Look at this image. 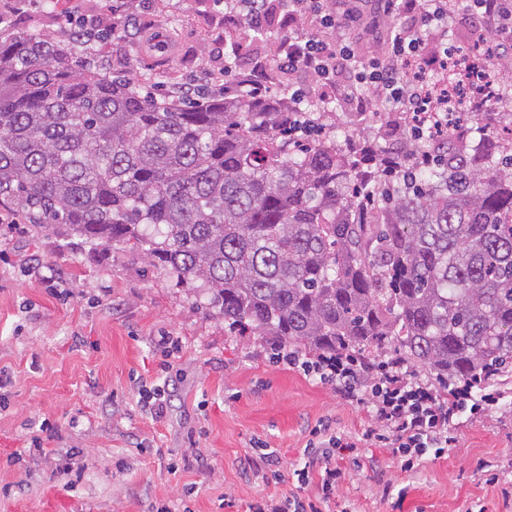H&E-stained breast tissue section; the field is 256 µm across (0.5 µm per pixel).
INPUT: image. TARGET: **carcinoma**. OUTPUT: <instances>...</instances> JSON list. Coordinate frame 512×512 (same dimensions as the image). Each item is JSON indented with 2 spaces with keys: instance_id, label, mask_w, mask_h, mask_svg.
I'll return each mask as SVG.
<instances>
[{
  "instance_id": "obj_1",
  "label": "carcinoma",
  "mask_w": 512,
  "mask_h": 512,
  "mask_svg": "<svg viewBox=\"0 0 512 512\" xmlns=\"http://www.w3.org/2000/svg\"><path fill=\"white\" fill-rule=\"evenodd\" d=\"M473 113L431 165L366 174L349 143L243 90L145 99L35 32L0 42V197L124 245L232 328L308 351L398 353L448 381L512 368V155Z\"/></svg>"
}]
</instances>
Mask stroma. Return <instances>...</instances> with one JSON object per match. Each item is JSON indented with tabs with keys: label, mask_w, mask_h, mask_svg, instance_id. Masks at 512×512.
Masks as SVG:
<instances>
[{
	"label": "stroma",
	"mask_w": 512,
	"mask_h": 512,
	"mask_svg": "<svg viewBox=\"0 0 512 512\" xmlns=\"http://www.w3.org/2000/svg\"><path fill=\"white\" fill-rule=\"evenodd\" d=\"M271 8L273 25L246 50L235 46L245 27L222 0H144L132 28L86 49L73 30L111 23L112 0H0V41L48 34L98 61L103 75L173 101L185 84L208 97L233 94L264 73L269 98H326L337 140L400 146L402 113L380 103L361 114L343 85L317 96L306 78L277 70L279 44L297 26L282 0ZM387 30L369 4L349 19L344 38L366 61ZM448 33L458 46L512 41L497 23L475 26L464 0ZM227 61L234 67L223 87L207 83L204 65ZM62 288L69 300L56 297ZM161 335L181 340V376L166 416L155 420L138 388L159 375L151 340ZM272 345L253 330L228 329L168 271L129 249L33 227L14 200L0 197V369L11 377L0 409V512H248L270 496L311 498L315 486L298 490L294 472L306 467L315 477L325 466L323 456L304 453L322 421L359 441L339 462L343 476L325 512H512V498L502 496L512 491V378L497 407L465 419L443 458L405 471L386 449L361 441V406L277 365ZM45 422L56 430L52 451L35 458L29 450ZM262 444L279 459V479L248 468Z\"/></svg>",
	"instance_id": "obj_1"
}]
</instances>
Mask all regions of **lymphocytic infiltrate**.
I'll list each match as a JSON object with an SVG mask.
<instances>
[{"label": "lymphocytic infiltrate", "mask_w": 512, "mask_h": 512, "mask_svg": "<svg viewBox=\"0 0 512 512\" xmlns=\"http://www.w3.org/2000/svg\"><path fill=\"white\" fill-rule=\"evenodd\" d=\"M285 3L289 18L305 24L306 29L282 41L279 70L319 82L340 74L352 96L361 97L364 87H372L381 102L405 113L410 125H418L425 114L432 122V132L447 126V101L434 98L421 82L406 81L404 70L409 61L421 71L440 62L436 45L448 38L447 0H429L425 11L420 10L418 0H383L385 12H400L406 21L392 30L383 56L361 67L345 46L322 36L323 31L339 25L336 13L324 9L320 0ZM274 356L277 362L333 386L347 401L362 405L367 419L365 438L388 448L405 469L414 468L429 449L441 452L453 447L463 413L495 407L502 398L496 375L477 382H453L443 390L412 374L398 355L304 352L279 343Z\"/></svg>", "instance_id": "1"}]
</instances>
